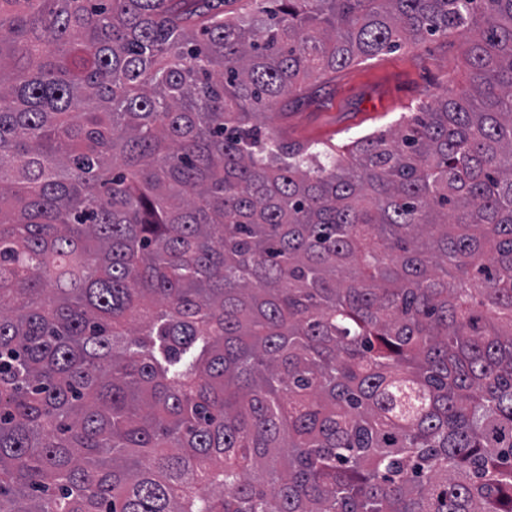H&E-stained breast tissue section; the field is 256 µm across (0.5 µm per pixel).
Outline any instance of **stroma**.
Segmentation results:
<instances>
[{"label":"stroma","instance_id":"35a3bbf8","mask_svg":"<svg viewBox=\"0 0 512 512\" xmlns=\"http://www.w3.org/2000/svg\"><path fill=\"white\" fill-rule=\"evenodd\" d=\"M460 34L359 59L336 76L309 81L301 101L269 124L291 141L341 146L395 130L402 116L469 87Z\"/></svg>","mask_w":512,"mask_h":512}]
</instances>
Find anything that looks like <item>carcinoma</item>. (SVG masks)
<instances>
[{
    "label": "carcinoma",
    "mask_w": 512,
    "mask_h": 512,
    "mask_svg": "<svg viewBox=\"0 0 512 512\" xmlns=\"http://www.w3.org/2000/svg\"><path fill=\"white\" fill-rule=\"evenodd\" d=\"M456 31L394 133L266 130ZM0 512H512V0H0Z\"/></svg>",
    "instance_id": "cac0c4a2"
}]
</instances>
